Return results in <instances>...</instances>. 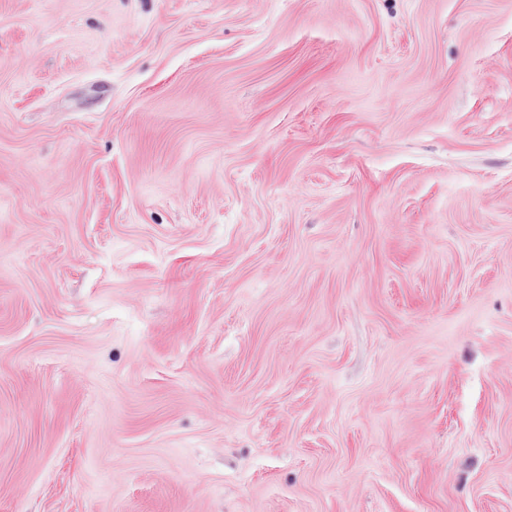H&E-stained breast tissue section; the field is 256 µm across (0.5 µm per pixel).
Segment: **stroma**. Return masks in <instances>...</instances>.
<instances>
[{
	"label": "stroma",
	"instance_id": "stroma-1",
	"mask_svg": "<svg viewBox=\"0 0 512 512\" xmlns=\"http://www.w3.org/2000/svg\"><path fill=\"white\" fill-rule=\"evenodd\" d=\"M0 512H512V0H0Z\"/></svg>",
	"mask_w": 512,
	"mask_h": 512
}]
</instances>
